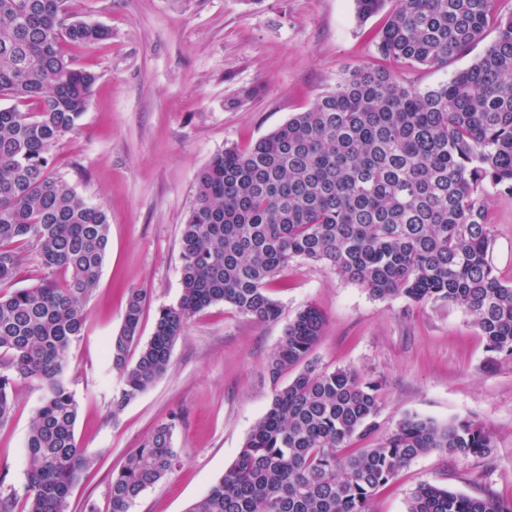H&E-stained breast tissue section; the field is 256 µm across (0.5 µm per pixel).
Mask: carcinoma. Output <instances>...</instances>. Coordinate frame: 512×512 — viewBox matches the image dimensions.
<instances>
[{"label":"carcinoma","mask_w":512,"mask_h":512,"mask_svg":"<svg viewBox=\"0 0 512 512\" xmlns=\"http://www.w3.org/2000/svg\"><path fill=\"white\" fill-rule=\"evenodd\" d=\"M364 21L389 9L377 48L386 59L442 66L497 38L469 67L436 88L416 90L384 70L355 69L248 149L215 154L197 173L183 225L181 295L159 309L141 342L147 293L129 292L110 338L124 379L118 413L168 369L188 320L217 302L259 322L282 311L267 285L297 259L369 290L419 304L461 308L480 330L488 362L512 358V286L494 274L481 198L490 185L512 194V15L497 0H355ZM110 31L71 15L66 0H0V287L34 260L47 276L0 293V426L18 381L37 383L40 405L26 442L22 512H66L89 466L75 437L78 403L65 382L67 356L83 336L85 305L109 248L110 218L50 177L54 148L79 128L97 76L71 49ZM314 307L289 320L266 359L275 384L266 413L224 477L187 512H370L374 496L414 459L433 451L467 461L492 447L477 421L439 423L410 414L372 448L380 385L352 368L308 359L322 335ZM297 373L284 387L281 377ZM175 420L158 425L112 476L109 512H131L148 488L182 463ZM406 512H512L430 483Z\"/></svg>","instance_id":"obj_1"}]
</instances>
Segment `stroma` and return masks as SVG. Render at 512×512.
<instances>
[{
    "label": "stroma",
    "mask_w": 512,
    "mask_h": 512,
    "mask_svg": "<svg viewBox=\"0 0 512 512\" xmlns=\"http://www.w3.org/2000/svg\"><path fill=\"white\" fill-rule=\"evenodd\" d=\"M70 12L112 36L76 53L94 71L78 133L55 148L52 175L110 214V246L86 307L84 335L68 354L78 405L76 440L89 467L67 512H108L109 484L127 456L161 423L175 421L183 462L148 488L133 512H186L234 461L268 409L274 385L266 358L290 319L317 308L326 321L312 356L323 368L353 367L381 386L378 420L393 429L406 415L445 423L471 418L489 432V455L460 462L433 451L402 468L371 512H406V499L431 483L473 497L512 502V358L486 367L472 318L440 302L379 300L304 260L268 285L282 308L262 323L216 303L192 317L174 343L165 375L113 411L123 380L106 354L130 289L148 298L141 337L158 310L181 293L180 237L196 197V175L216 153L241 149L310 109L350 71L384 69L425 91L481 53L474 46L444 67L396 63L377 50L385 14L359 21L355 0H68ZM489 258L512 285V196L485 188ZM42 392L18 382L10 422L0 427V494H23L26 440Z\"/></svg>",
    "instance_id": "1"
}]
</instances>
